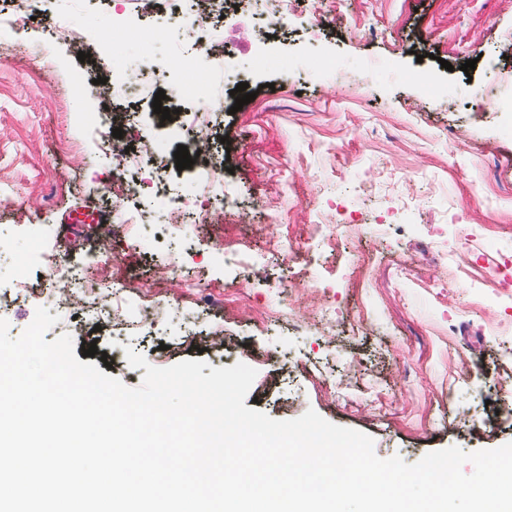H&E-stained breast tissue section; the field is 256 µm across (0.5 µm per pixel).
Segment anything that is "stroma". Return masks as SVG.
<instances>
[{"label": "stroma", "mask_w": 512, "mask_h": 512, "mask_svg": "<svg viewBox=\"0 0 512 512\" xmlns=\"http://www.w3.org/2000/svg\"><path fill=\"white\" fill-rule=\"evenodd\" d=\"M260 0H217L216 39L242 54L255 100L234 110L221 64L212 78L223 108L205 126L191 102L168 96L170 122L151 96L99 94L97 78L131 65L140 43L112 48V30L163 28L170 10L142 0H0V226L13 233V257L0 260V318L19 337L36 301L17 299L18 270L31 284L46 259L91 275L95 254H111L130 303L169 263L162 279L175 305L170 318L113 333L103 311H78L94 327L75 348L96 346L91 364L126 386L144 371L129 366L132 347L156 367L183 360L246 363L257 371L244 404L277 420L315 410L327 421L368 434L378 457L413 464L451 446L467 452L512 442V422L495 421L512 371V297H488L484 265L504 263L512 278V115L482 108L481 87L508 98L512 84V0H289L284 24L270 27L264 67L244 50L255 40ZM85 32L82 43L53 37L59 19ZM86 59H79V52ZM328 65L309 67L310 54ZM474 60L475 70L460 66ZM420 72L430 83L417 81ZM182 128L168 141L170 125ZM140 148L196 151L191 168L149 169L167 193L183 194L207 161H225L223 194L238 205L221 224H193L157 238H111L139 201L105 196L118 164L113 129ZM498 159L488 168V159ZM276 225L288 247L259 232ZM330 224L332 238L317 236ZM471 243L472 268L456 253ZM232 289L223 311L198 304L183 278ZM340 330L319 323L323 303ZM223 328L231 342L207 348ZM362 377L336 378L351 358ZM455 387L452 398L441 390Z\"/></svg>", "instance_id": "35a3bbf8"}]
</instances>
